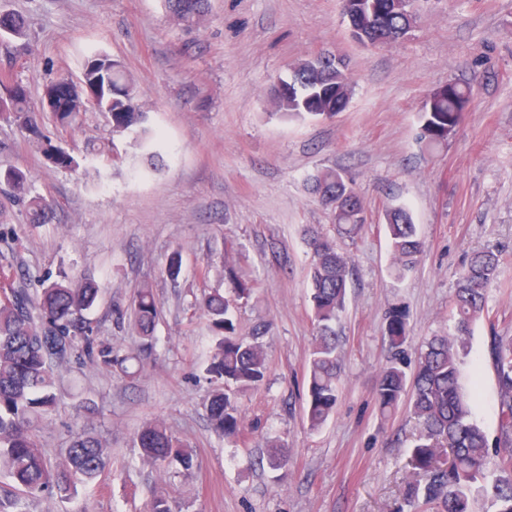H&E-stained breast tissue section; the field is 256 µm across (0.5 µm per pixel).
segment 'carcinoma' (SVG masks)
I'll return each instance as SVG.
<instances>
[{
  "label": "carcinoma",
  "mask_w": 512,
  "mask_h": 512,
  "mask_svg": "<svg viewBox=\"0 0 512 512\" xmlns=\"http://www.w3.org/2000/svg\"><path fill=\"white\" fill-rule=\"evenodd\" d=\"M413 0H341L343 15L358 29L365 46L382 47L404 38L413 28ZM175 25L195 29L203 24L208 0H162ZM27 36L24 18L0 12V41H19ZM82 94L70 92L64 80L47 84L42 111L56 119L61 130L76 129L78 116L91 104L112 119V137L133 135L141 147L150 142L146 112L137 102L136 88L122 63L103 51L83 64ZM472 90L449 82L438 87L424 104L422 138L430 143L443 139L456 124ZM345 63L319 66V58L294 66L290 80L274 88L279 115L332 118L349 101ZM28 86L9 71L0 73V116L24 125L39 136ZM60 168L78 165L61 147L47 153ZM15 201L26 207L29 223L46 224L51 203L30 191L29 175L11 166L0 169ZM310 191L333 217L336 234L353 240L367 226L362 197L341 172L328 168L309 179ZM385 231L393 260V273L401 277L413 270L423 252L412 215L403 204L385 210ZM310 249L307 276L311 284L314 341L310 350L303 393V419L309 429L321 427L333 414L339 398L342 370L338 355L340 336L336 323L346 307L351 276L349 258L336 241L313 228L305 230ZM500 275V254L493 250L472 252L458 273L452 295L453 323L448 333L431 337L420 354L413 375H407L401 357L410 333L409 315L393 307L386 315V331L392 357L383 367L376 387L382 416L399 407L411 392L410 408L419 425L408 466L412 481L406 502H421L435 512H474L483 503L491 512H512V336H493L489 356L498 387V428L495 440L472 418L470 395L460 385L461 368L470 354L472 325L490 320L486 304L488 288ZM224 278L234 284L233 295L218 289L206 294L199 308L211 332V348L205 373L212 385L207 402L211 429L224 442L246 444L251 428L229 390L255 391L264 383L268 361L260 339L266 327L258 325L249 335L240 332L234 309L248 298L256 282L241 279L236 262L224 257ZM99 287L92 279L74 287L66 276L41 284L35 293L25 281L0 289V473L11 480L0 488V512H26L24 497L55 490L66 496L78 486L93 482L104 472L109 445L90 433L76 434L55 466L48 465L36 440L39 422L56 403L57 368L74 360H89L106 367L124 368L130 356L119 358L112 348L94 336L86 314L94 307ZM130 312L140 334L139 353L155 347L154 329L159 303L147 286L138 289ZM141 457L169 479L185 476L198 466L195 451L170 434L159 421L144 423L137 434ZM267 464L273 470L288 466V449L267 445ZM147 512H174L169 496L156 493Z\"/></svg>",
  "instance_id": "obj_1"
}]
</instances>
